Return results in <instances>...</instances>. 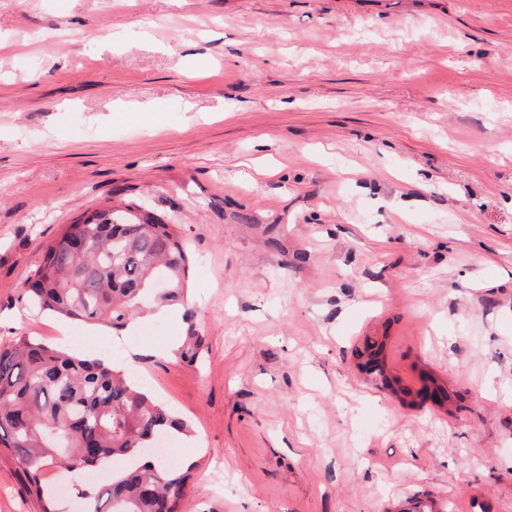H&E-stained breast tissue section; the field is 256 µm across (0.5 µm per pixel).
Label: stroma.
<instances>
[{
    "label": "stroma",
    "instance_id": "35a3bbf8",
    "mask_svg": "<svg viewBox=\"0 0 512 512\" xmlns=\"http://www.w3.org/2000/svg\"><path fill=\"white\" fill-rule=\"evenodd\" d=\"M133 203L188 306L127 338L27 303ZM66 331L191 426L185 512H512V0H0V344ZM423 374L447 407L393 392ZM0 512H40L4 457ZM202 347V338L196 333L193 326H189L176 348V355L181 361L192 364L201 358Z\"/></svg>",
    "mask_w": 512,
    "mask_h": 512
}]
</instances>
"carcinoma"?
<instances>
[{
  "instance_id": "obj_1",
  "label": "carcinoma",
  "mask_w": 512,
  "mask_h": 512,
  "mask_svg": "<svg viewBox=\"0 0 512 512\" xmlns=\"http://www.w3.org/2000/svg\"><path fill=\"white\" fill-rule=\"evenodd\" d=\"M189 255L170 225L142 207L94 213L67 225L29 278L25 294L40 308L84 325L125 327L144 308L185 303ZM202 338L193 327L176 348L199 361ZM190 432L125 369L80 359L17 336L0 344V455L22 470L41 512H59L44 470L55 464L78 475L122 459L112 479L92 493L77 491L82 512H181L189 468L138 464L153 438Z\"/></svg>"
}]
</instances>
